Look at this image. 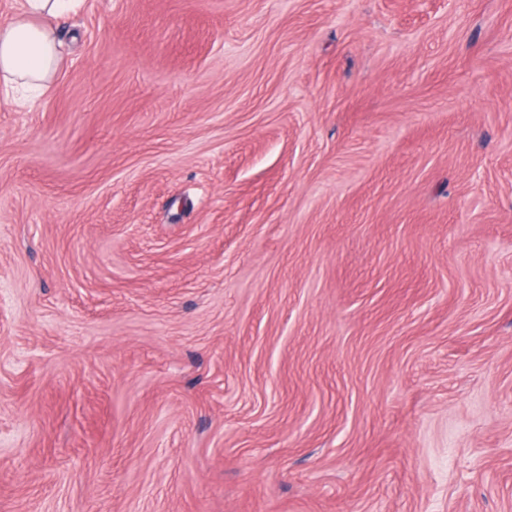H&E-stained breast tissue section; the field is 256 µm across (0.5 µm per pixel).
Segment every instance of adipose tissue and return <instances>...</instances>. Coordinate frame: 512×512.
Returning <instances> with one entry per match:
<instances>
[{"label": "adipose tissue", "mask_w": 512, "mask_h": 512, "mask_svg": "<svg viewBox=\"0 0 512 512\" xmlns=\"http://www.w3.org/2000/svg\"><path fill=\"white\" fill-rule=\"evenodd\" d=\"M79 0H22L20 10L0 20V102L32 106L20 85L48 86L62 57L49 24L74 11Z\"/></svg>", "instance_id": "obj_1"}]
</instances>
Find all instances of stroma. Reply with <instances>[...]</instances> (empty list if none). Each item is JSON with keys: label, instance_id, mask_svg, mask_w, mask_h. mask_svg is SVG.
<instances>
[{"label": "stroma", "instance_id": "stroma-1", "mask_svg": "<svg viewBox=\"0 0 512 512\" xmlns=\"http://www.w3.org/2000/svg\"><path fill=\"white\" fill-rule=\"evenodd\" d=\"M0 105V512H512V0H81Z\"/></svg>", "mask_w": 512, "mask_h": 512}]
</instances>
